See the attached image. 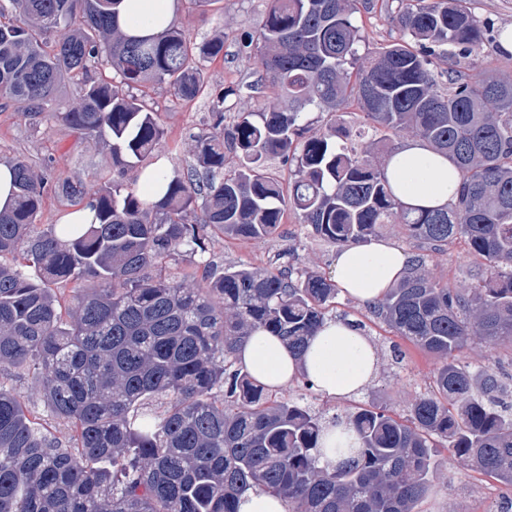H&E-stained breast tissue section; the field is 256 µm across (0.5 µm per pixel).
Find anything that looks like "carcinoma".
<instances>
[{
  "instance_id": "carcinoma-1",
  "label": "carcinoma",
  "mask_w": 512,
  "mask_h": 512,
  "mask_svg": "<svg viewBox=\"0 0 512 512\" xmlns=\"http://www.w3.org/2000/svg\"><path fill=\"white\" fill-rule=\"evenodd\" d=\"M268 2L240 44L278 98L226 127L237 92L221 90L192 135L195 164L141 169L161 189L155 198L113 176L165 140L134 90L164 84L195 99L224 39L197 42L175 18L129 35L118 23L124 0L0 2V109L22 107L35 127L48 113L109 147L90 181H53L56 196L93 212L89 224L36 223L44 178L22 157L9 162L0 376H33L40 402L0 379V512H238L250 489L283 497L289 512H415L440 447L512 486L506 385L456 362L473 336L512 341V78L452 66L435 76V61L483 45L467 0H398L400 39L364 53L356 14L371 0ZM61 26L70 33L51 39ZM66 85L79 103L54 113ZM351 105L365 121L359 137L383 138L360 148L339 139ZM407 129L461 172L442 208L405 206L377 160L374 148ZM276 158L290 172L286 189L266 167ZM290 207L338 246L402 225L418 254L373 314L440 361L432 391L406 416L373 403L348 413L359 447L336 463L321 448L320 417L237 360L260 328L301 354L333 310L336 284L288 262L221 269L211 256L216 237L274 235ZM456 240L476 260L465 288L422 272L426 252ZM174 256L203 268L205 287L171 274ZM41 407L68 436L40 423Z\"/></svg>"
}]
</instances>
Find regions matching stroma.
I'll return each instance as SVG.
<instances>
[{
  "mask_svg": "<svg viewBox=\"0 0 512 512\" xmlns=\"http://www.w3.org/2000/svg\"><path fill=\"white\" fill-rule=\"evenodd\" d=\"M266 0H215L206 19L183 17L182 24L196 40L224 35V55L209 62L206 71L209 82L205 94L192 100L176 98L168 87L151 85L145 90L148 106L157 112L166 132L160 166L185 170L195 161L192 133L205 127L212 109V100L222 89H237V107L257 110L271 102L277 92L271 84H260L261 70L255 54L242 52L240 37L256 31L265 14ZM396 9L394 0H374L370 12L362 14L366 43L370 47L396 41L399 32L391 15ZM457 66L473 75L494 72L512 77V54L504 52L494 37L488 38L476 54L461 58ZM25 157L36 174L47 180L67 177L89 180L94 169L108 159L106 145L92 138L78 139L62 123L47 120L39 130H32L26 116L17 107L0 110V161ZM218 264L233 266L249 264L266 267L282 252L291 253L293 264L331 275L336 247L312 234L299 211L288 210L277 232L265 239H218L212 245ZM473 259L462 242L450 244L447 250L429 253L424 270L441 283L454 287L467 285L466 270ZM333 317L350 318L363 323L364 333L376 345L380 369L363 392L350 399L317 395L312 407L322 417L346 413L353 406L376 402L387 405L398 414H405L410 404L427 393L433 384L438 359L396 336L374 318L369 307L348 298L337 297ZM459 359L488 367L512 376V342L491 346L473 339L459 354ZM512 498V488L491 478L474 466L457 463L447 450L435 458L434 477L418 512H494L504 499Z\"/></svg>",
  "mask_w": 512,
  "mask_h": 512,
  "instance_id": "1",
  "label": "stroma"
}]
</instances>
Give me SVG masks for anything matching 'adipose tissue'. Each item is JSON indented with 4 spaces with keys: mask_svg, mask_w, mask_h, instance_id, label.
I'll list each match as a JSON object with an SVG mask.
<instances>
[{
    "mask_svg": "<svg viewBox=\"0 0 512 512\" xmlns=\"http://www.w3.org/2000/svg\"><path fill=\"white\" fill-rule=\"evenodd\" d=\"M174 10V0H127L121 24L140 30L172 18ZM386 172L397 197L411 207L445 206L461 184L455 166L419 141L407 143L389 157ZM408 261L407 253L386 242L345 245L336 252L334 280L344 297L361 304L377 302L399 281ZM237 358L269 388L281 389L305 376L333 398L359 394L379 369L375 345L351 319L325 320L302 357H295L278 337L260 329L238 350Z\"/></svg>",
    "mask_w": 512,
    "mask_h": 512,
    "instance_id": "ef3b65f1",
    "label": "adipose tissue"
}]
</instances>
